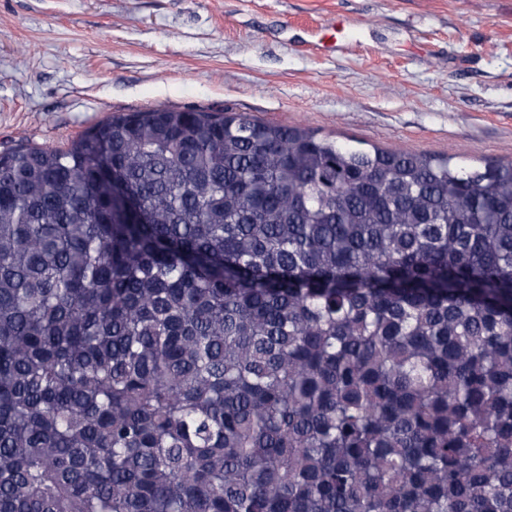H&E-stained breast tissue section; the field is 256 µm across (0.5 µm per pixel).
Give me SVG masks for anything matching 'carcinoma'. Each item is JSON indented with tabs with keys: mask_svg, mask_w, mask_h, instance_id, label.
<instances>
[{
	"mask_svg": "<svg viewBox=\"0 0 512 512\" xmlns=\"http://www.w3.org/2000/svg\"><path fill=\"white\" fill-rule=\"evenodd\" d=\"M0 512H512V162L161 107L0 153Z\"/></svg>",
	"mask_w": 512,
	"mask_h": 512,
	"instance_id": "carcinoma-1",
	"label": "carcinoma"
}]
</instances>
